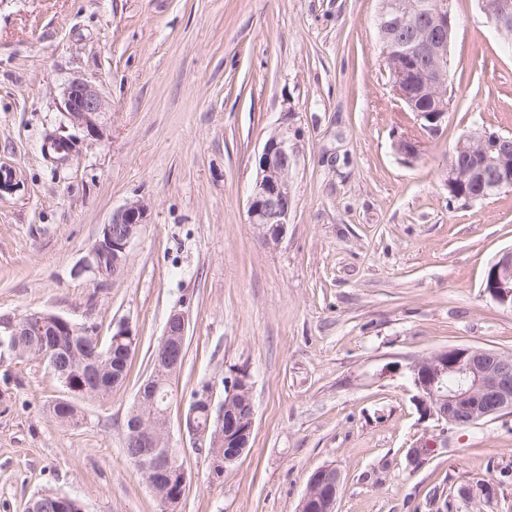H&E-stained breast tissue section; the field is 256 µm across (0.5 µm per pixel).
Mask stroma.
Returning <instances> with one entry per match:
<instances>
[{
  "mask_svg": "<svg viewBox=\"0 0 512 512\" xmlns=\"http://www.w3.org/2000/svg\"><path fill=\"white\" fill-rule=\"evenodd\" d=\"M380 0H0V314L53 312L107 341L138 338L124 384L82 400L79 427L39 359H0V512L34 497L85 512H161L128 461L124 421L173 310L188 315L170 409L190 476L178 512H297L311 473L341 475L336 512H512V416L460 429L424 417L410 364L451 347L512 353V307L483 288L512 248V191L450 197L451 148L512 134V50L477 0H456L452 101L438 131L393 94ZM75 78L112 105L103 134L42 152ZM299 136L278 244L248 222L268 137ZM417 140L413 160L400 139ZM149 208L118 275L93 248L112 214ZM246 372L255 425L222 481L182 431L192 393ZM427 447L413 458L411 449Z\"/></svg>",
  "mask_w": 512,
  "mask_h": 512,
  "instance_id": "stroma-1",
  "label": "stroma"
}]
</instances>
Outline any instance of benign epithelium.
<instances>
[{"mask_svg":"<svg viewBox=\"0 0 512 512\" xmlns=\"http://www.w3.org/2000/svg\"><path fill=\"white\" fill-rule=\"evenodd\" d=\"M479 7L493 22L498 33L506 37L512 32V0H494ZM456 24L453 0H415L407 5L403 0H384L376 26L379 31L381 55L388 66L394 96L406 107L417 112L413 87L430 72L437 78L444 74L449 46ZM111 105L101 90L82 79L71 80L63 93L61 112L65 121L89 137L102 134V118ZM447 115L443 104L432 112H418L430 131L439 130ZM467 137L482 144L490 142L493 151L469 155L460 163L448 166V191L457 197H481L483 192L467 191V183L491 185L496 192L512 190V138L491 132L484 127L472 128ZM298 147L288 132L271 136L265 143L258 161V176L248 206L249 223L256 225L269 244H277L286 233L294 207L291 174ZM149 211L140 201L127 203L112 213V222L105 225L94 249L100 269L109 260L112 273L125 265L130 244L148 222ZM485 292L502 306L512 307V249L499 253L491 263L484 283ZM48 323L53 336H74L78 327L53 313L35 315ZM27 320L0 316V335L18 338L26 335ZM187 335V316L181 310L169 315L160 345L152 363V374L135 396L136 403L145 398V389L156 377L173 378L178 371L182 347ZM415 401L424 415L456 428L470 427L479 421L512 415V354L485 348H449L414 361L410 366ZM457 384L448 385V377ZM96 380L93 368L81 377V384L65 387V398H93L91 383ZM243 392L245 410L224 407L214 423L201 429L188 420L185 427L197 441L195 450L211 460L214 450L224 448L229 456L248 442L255 422L252 386L247 374L238 376L236 389L229 395ZM150 427L145 418L130 416L125 426L127 442L134 445L130 458L146 473L147 485L161 500L164 512H176L184 495L187 478L179 459L171 448L162 449L153 462L147 461L144 447L152 446L148 438ZM341 478L336 467L323 465L314 470L307 481L299 502L298 512H336Z\"/></svg>","mask_w":512,"mask_h":512,"instance_id":"1","label":"benign epithelium"}]
</instances>
